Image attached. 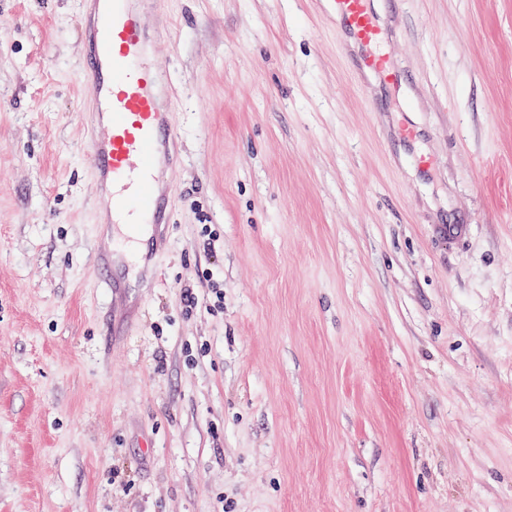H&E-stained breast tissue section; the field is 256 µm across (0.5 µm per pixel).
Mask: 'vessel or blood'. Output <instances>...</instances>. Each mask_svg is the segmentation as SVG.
<instances>
[{"instance_id":"obj_1","label":"vessel or blood","mask_w":512,"mask_h":512,"mask_svg":"<svg viewBox=\"0 0 512 512\" xmlns=\"http://www.w3.org/2000/svg\"><path fill=\"white\" fill-rule=\"evenodd\" d=\"M336 23L357 47L364 71L395 89L403 72L380 53L383 21L373 0H333ZM81 20L84 64L78 78L94 95L89 116V149L94 173L112 198L110 224L128 219L154 227L152 247L165 250L171 187L158 174V163H174L175 138L170 114L161 102L162 76L146 62L152 43L132 0H84Z\"/></svg>"}]
</instances>
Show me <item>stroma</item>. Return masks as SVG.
Segmentation results:
<instances>
[{
  "instance_id": "1",
  "label": "stroma",
  "mask_w": 512,
  "mask_h": 512,
  "mask_svg": "<svg viewBox=\"0 0 512 512\" xmlns=\"http://www.w3.org/2000/svg\"><path fill=\"white\" fill-rule=\"evenodd\" d=\"M376 6L402 91L333 0L143 8L171 245L105 270L81 0H0V512H512V0Z\"/></svg>"
}]
</instances>
